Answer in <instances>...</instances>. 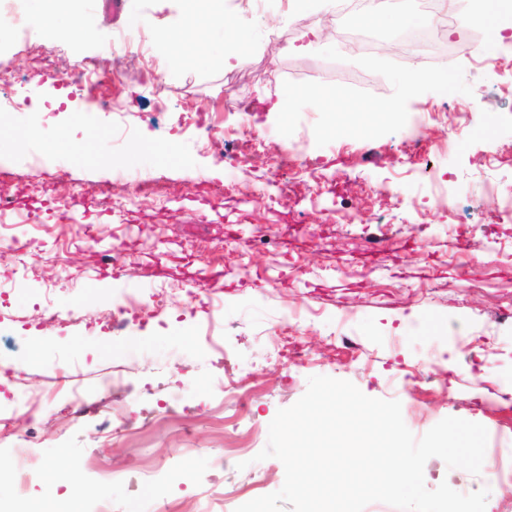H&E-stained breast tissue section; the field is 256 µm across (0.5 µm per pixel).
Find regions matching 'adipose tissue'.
I'll return each mask as SVG.
<instances>
[{
  "label": "adipose tissue",
  "mask_w": 512,
  "mask_h": 512,
  "mask_svg": "<svg viewBox=\"0 0 512 512\" xmlns=\"http://www.w3.org/2000/svg\"><path fill=\"white\" fill-rule=\"evenodd\" d=\"M178 20L168 27L157 30L156 43L176 63L203 60L208 52L204 38L209 31L220 30L225 36L224 50L237 57H246L251 48L248 31L229 22L224 10V0H179ZM34 26H55L65 30L85 26L78 0H40V8L31 15ZM315 106L333 118L332 130L358 126L363 132L393 118L395 106H376L368 112H357L341 104L334 88L312 91Z\"/></svg>",
  "instance_id": "adipose-tissue-1"
}]
</instances>
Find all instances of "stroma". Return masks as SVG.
Returning <instances> with one entry per match:
<instances>
[{
	"label": "stroma",
	"instance_id": "35a3bbf8",
	"mask_svg": "<svg viewBox=\"0 0 512 512\" xmlns=\"http://www.w3.org/2000/svg\"><path fill=\"white\" fill-rule=\"evenodd\" d=\"M231 22L248 29L246 59L216 53L170 71L157 29L177 19V0H131L148 29L114 19L112 0L94 10L89 31L27 32L11 13L30 0H0V98L18 109L0 119V188L20 212L0 223V512L42 498L65 502L48 483L57 466L88 489L84 512H235L279 490L282 462L258 460L277 411L295 404L315 375L352 382L371 398L396 400L414 436L452 416L483 425L498 456L496 474L474 475L427 460L428 489H489L486 512H512V44L493 65L478 63L483 38L448 31L451 54L428 60L452 68L448 84L406 93L411 60L342 50L326 33L320 0H226ZM145 36L111 66L112 80L68 93L41 80L102 63L120 36ZM333 87L357 108L397 105L371 134L328 136L329 114L299 106L281 120L283 90ZM479 106L468 107L474 89ZM423 117L425 140L407 128ZM247 129L251 147L225 139L231 167L195 127ZM300 143L299 163L275 168L282 143ZM41 153L31 170L28 152ZM112 184L102 207L96 190ZM386 194H376L379 186ZM122 242L126 270L105 278L100 246ZM485 264L462 281L469 255ZM212 292L196 291L199 281ZM139 308L112 331L114 301ZM167 310L152 317L155 295ZM83 320L44 321L43 306ZM287 326L303 354H279L272 337ZM42 348L41 366L24 348ZM427 366H419L421 356ZM234 367L235 387L221 365ZM62 368L98 404L63 414L45 401ZM120 372L116 392L100 378ZM35 470L25 493L12 480Z\"/></svg>",
	"mask_w": 512,
	"mask_h": 512
}]
</instances>
